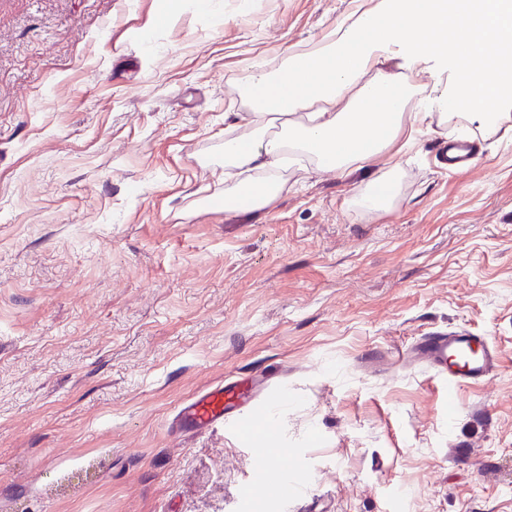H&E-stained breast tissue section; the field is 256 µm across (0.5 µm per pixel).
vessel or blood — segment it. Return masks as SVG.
<instances>
[{"label": "vessel or blood", "mask_w": 512, "mask_h": 512, "mask_svg": "<svg viewBox=\"0 0 512 512\" xmlns=\"http://www.w3.org/2000/svg\"><path fill=\"white\" fill-rule=\"evenodd\" d=\"M408 353L428 364L452 387L485 381L500 363V352L493 342L464 330L429 333L412 344ZM253 396L252 387L227 379L182 405L177 420L190 431L209 430L234 419Z\"/></svg>", "instance_id": "b4317fda"}]
</instances>
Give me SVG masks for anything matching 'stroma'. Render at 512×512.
Wrapping results in <instances>:
<instances>
[{
	"mask_svg": "<svg viewBox=\"0 0 512 512\" xmlns=\"http://www.w3.org/2000/svg\"><path fill=\"white\" fill-rule=\"evenodd\" d=\"M344 8L0 0V512H512V138L451 174L456 121L420 137L378 215L373 164L224 209L237 83ZM460 328L501 352L485 382L399 362ZM227 378L269 387L182 430ZM399 174V162L387 164L376 178L359 191L356 204L371 212L389 211L399 192ZM254 396L252 387L238 380L225 379L209 387L182 405L176 416L183 428L190 431L214 429L224 420H233L241 406Z\"/></svg>",
	"mask_w": 512,
	"mask_h": 512,
	"instance_id": "stroma-1",
	"label": "stroma"
}]
</instances>
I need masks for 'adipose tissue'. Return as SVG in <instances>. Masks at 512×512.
I'll list each match as a JSON object with an SVG mask.
<instances>
[{"mask_svg":"<svg viewBox=\"0 0 512 512\" xmlns=\"http://www.w3.org/2000/svg\"><path fill=\"white\" fill-rule=\"evenodd\" d=\"M336 27L312 48H287L277 68L256 65L238 87L251 109L250 131H224V168L259 180L224 186V208L270 206L283 190L289 153L316 170L352 172L374 162L404 135L432 134L462 117L485 139L512 134L502 108L512 102V0H348ZM446 62L449 89L400 77L403 69ZM399 163L382 168L356 197L389 211L399 192Z\"/></svg>","mask_w":512,"mask_h":512,"instance_id":"ef3b65f1","label":"adipose tissue"}]
</instances>
